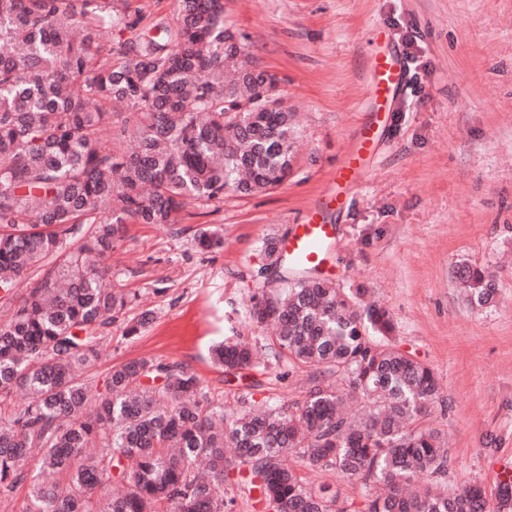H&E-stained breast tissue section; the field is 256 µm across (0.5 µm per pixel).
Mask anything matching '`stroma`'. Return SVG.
I'll use <instances>...</instances> for the list:
<instances>
[{"label":"stroma","instance_id":"stroma-1","mask_svg":"<svg viewBox=\"0 0 512 512\" xmlns=\"http://www.w3.org/2000/svg\"><path fill=\"white\" fill-rule=\"evenodd\" d=\"M224 16L295 113L293 172L267 193L190 206L172 225H127L107 263L134 297L127 317L154 320L132 338L116 322L91 377L151 357L182 364L228 415L305 399L308 369L267 356L253 390L227 380L211 349L274 336L247 315L252 296L285 286L265 241L288 236L375 120L372 29L401 53L412 35L426 69L398 91L349 207L328 215L337 234L321 274L384 307L395 344L437 376L444 402L425 422L447 437L448 486L495 496L512 478V0H224ZM203 231L223 246L199 249ZM460 261L492 275L493 305L464 300Z\"/></svg>","mask_w":512,"mask_h":512}]
</instances>
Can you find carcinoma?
<instances>
[{
  "mask_svg": "<svg viewBox=\"0 0 512 512\" xmlns=\"http://www.w3.org/2000/svg\"><path fill=\"white\" fill-rule=\"evenodd\" d=\"M142 20L131 0H0V292L26 288L0 323V496L27 485L21 512H234L236 473L261 512H512L511 482L493 499L477 484L439 489L444 437L420 424L437 377L394 344L384 308L360 312L326 279L296 277L248 310L312 369L294 407L227 417L184 366L147 357L87 378L131 303L105 264L126 225L173 224L293 170L294 113L261 95L224 0H178L153 36ZM114 27L129 37L105 49ZM455 277L471 305L494 302L481 269ZM152 321L143 311L125 335ZM261 350L227 341L214 356L229 375L261 372ZM346 392L364 414L345 412ZM290 456L359 484L363 500L310 485Z\"/></svg>",
  "mask_w": 512,
  "mask_h": 512,
  "instance_id": "carcinoma-1",
  "label": "carcinoma"
}]
</instances>
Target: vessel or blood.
Here are the masks:
<instances>
[{"instance_id": "vessel-or-blood-1", "label": "vessel or blood", "mask_w": 512, "mask_h": 512, "mask_svg": "<svg viewBox=\"0 0 512 512\" xmlns=\"http://www.w3.org/2000/svg\"><path fill=\"white\" fill-rule=\"evenodd\" d=\"M386 38L383 30L373 29L368 86L372 99L382 107L386 106L405 79V64L402 57L383 48ZM374 148L372 131L364 130L348 150L343 163L332 175L327 189L306 211L300 223L294 225L288 238L282 241L281 248L289 257L305 265L322 266L325 261V246L335 234V227L327 222L326 215L349 206L352 189L364 169L367 156Z\"/></svg>"}]
</instances>
